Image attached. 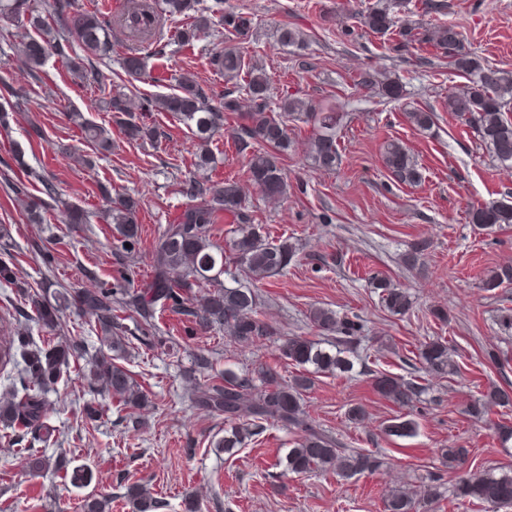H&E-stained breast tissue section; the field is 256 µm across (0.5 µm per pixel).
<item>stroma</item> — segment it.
Returning a JSON list of instances; mask_svg holds the SVG:
<instances>
[{
    "label": "stroma",
    "mask_w": 512,
    "mask_h": 512,
    "mask_svg": "<svg viewBox=\"0 0 512 512\" xmlns=\"http://www.w3.org/2000/svg\"><path fill=\"white\" fill-rule=\"evenodd\" d=\"M447 3V20L466 49L482 63L512 72V0ZM359 7L360 0H224L225 10L251 18L249 32L231 37L216 23L190 46L176 38L190 23L185 16L167 22L160 40L136 46L116 30L111 52L93 60L100 73L96 84L75 79L65 59L54 54L39 75H31L3 36L11 21L0 18V85L25 94L9 129H0V160L22 153L29 170L47 176L58 192L43 223L31 224L0 181V224L13 240L0 261L14 264L16 272L15 284L0 285V311L16 303L18 288L36 292L47 279L68 289L111 279L112 226L100 185L139 202L142 244L129 270L138 285L152 274L159 236L190 204L180 191L195 172L190 130L168 113L153 112L145 121L158 127L162 138L127 140L102 106L104 92L170 94L177 89L176 77L190 73L211 104L220 105L226 93L245 94L244 78L224 77L212 64L215 54L230 46L267 74L272 107L287 97L335 105L341 155L334 169L314 167L305 154L312 125L290 122L293 145L281 159L287 198L270 200L250 188L245 204L269 242L289 240L296 256L284 273L260 282L240 272L223 278L225 286L255 295L260 318L277 328V336L247 345L231 342L219 330L189 335L177 315L157 310L155 323L170 345L131 344L123 361L153 402L143 414L119 406L89 383L90 361L109 345L85 315L66 311L59 334L28 322V334L39 346L56 344L62 335L80 343L79 356L48 395L51 434L38 447L88 465L92 480L78 488L70 479L33 473L11 431L0 429V503L13 512H81L83 500L96 494L110 496L109 512H135L127 490L143 485L159 500L157 512H185L191 493L199 512H384L392 488L415 490L449 478L443 449H468L471 469H512V445L503 446L492 428L499 420L512 422V410L492 407L485 421L467 413L489 387L512 386V329L500 323L502 315L512 314V284L491 291L482 287L489 270L512 265V225L489 231L469 217L473 208L512 201V166L494 160L473 128L444 111L449 88L465 83L447 56L428 43L401 48L395 35L365 33L352 18ZM286 28L300 31L302 42H281ZM133 54L146 62L137 80L122 68ZM373 70L400 79V100L360 86L361 75ZM413 109L434 111L430 130L407 121L405 114ZM84 122L105 127L112 138L111 151L91 169L77 162L91 150L80 128ZM240 123L238 115L225 114L214 137L213 180L245 178L247 158L234 145ZM391 140L408 149L423 174L420 184L392 180L383 161ZM69 205L88 211V223H63ZM40 238L52 244L51 265L31 251ZM420 241L429 245L423 265L407 268L403 257ZM377 274L408 291L412 307L406 314L395 316L383 307L372 283ZM314 307L359 317L363 333L353 373L318 376L304 396V412L345 446L377 454L383 465L374 474L342 479L330 472H289L283 460L300 434L273 422L226 454L217 446L223 417L195 409L188 399L183 372L198 355L207 356L217 372L230 367L248 375L268 365L281 383H289L298 369L280 356L283 337L303 336L325 347L333 340L310 323ZM439 308L447 311V322L433 318ZM436 337L447 341L457 366L443 378L425 371L418 358L420 345ZM489 350L506 358L505 367L486 359ZM377 371L415 380L426 391L413 407H399L378 393ZM89 404L99 411L96 420L85 415ZM354 406L364 410L356 422L348 419ZM394 419L415 421L416 433L388 435L385 428Z\"/></svg>",
    "instance_id": "obj_1"
}]
</instances>
